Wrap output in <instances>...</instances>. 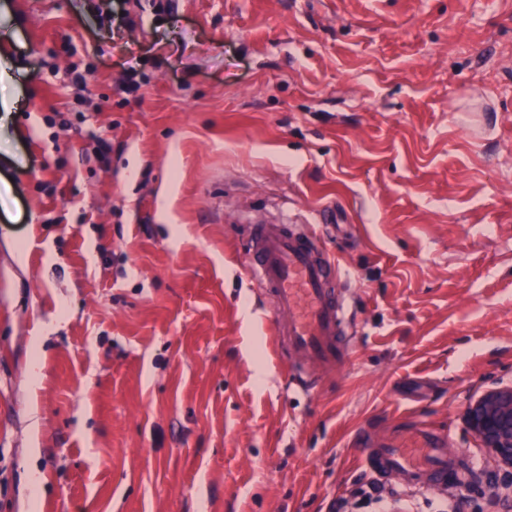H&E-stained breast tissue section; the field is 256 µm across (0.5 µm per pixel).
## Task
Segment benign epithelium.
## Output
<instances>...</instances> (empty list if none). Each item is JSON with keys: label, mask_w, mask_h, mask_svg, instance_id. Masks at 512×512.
<instances>
[{"label": "benign epithelium", "mask_w": 512, "mask_h": 512, "mask_svg": "<svg viewBox=\"0 0 512 512\" xmlns=\"http://www.w3.org/2000/svg\"><path fill=\"white\" fill-rule=\"evenodd\" d=\"M466 423L498 464L512 471V385L490 388L469 404Z\"/></svg>", "instance_id": "benign-epithelium-1"}]
</instances>
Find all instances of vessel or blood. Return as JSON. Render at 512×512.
I'll return each mask as SVG.
<instances>
[{
    "label": "vessel or blood",
    "mask_w": 512,
    "mask_h": 512,
    "mask_svg": "<svg viewBox=\"0 0 512 512\" xmlns=\"http://www.w3.org/2000/svg\"><path fill=\"white\" fill-rule=\"evenodd\" d=\"M249 276L274 316L271 346L281 361H292L291 385L311 393L338 372L348 350L338 337L348 305L339 259L323 248L314 225L293 228L254 224L249 228ZM376 477L401 476L413 487L446 490L454 461L448 440L423 423L382 438L370 455Z\"/></svg>",
    "instance_id": "1"
}]
</instances>
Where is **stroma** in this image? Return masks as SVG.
Listing matches in <instances>:
<instances>
[{
	"mask_svg": "<svg viewBox=\"0 0 512 512\" xmlns=\"http://www.w3.org/2000/svg\"><path fill=\"white\" fill-rule=\"evenodd\" d=\"M0 64V512H498L512 0H0ZM327 208L349 357L307 395L246 241ZM417 421L455 488L354 440ZM466 423L498 464L511 474L512 469V385L490 388L469 404Z\"/></svg>",
	"mask_w": 512,
	"mask_h": 512,
	"instance_id": "obj_1",
	"label": "stroma"
}]
</instances>
